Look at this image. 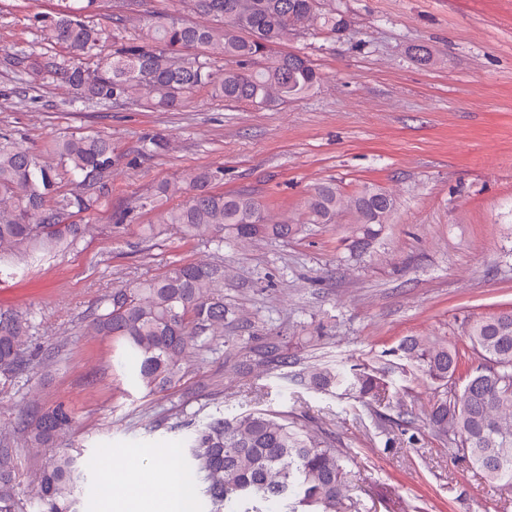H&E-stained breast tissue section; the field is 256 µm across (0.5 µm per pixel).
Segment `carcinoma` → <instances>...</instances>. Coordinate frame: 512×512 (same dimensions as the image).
I'll return each instance as SVG.
<instances>
[{"instance_id": "1", "label": "carcinoma", "mask_w": 512, "mask_h": 512, "mask_svg": "<svg viewBox=\"0 0 512 512\" xmlns=\"http://www.w3.org/2000/svg\"><path fill=\"white\" fill-rule=\"evenodd\" d=\"M209 19L206 24L170 12L144 9V0H115L112 29L87 20L96 0L56 13H35L30 25L46 51L28 48L8 55L9 65L44 84L67 88L74 103H127L171 111L200 90L233 104L271 107L311 92L319 73L308 57L276 50L301 22L332 32L345 17L323 13L320 0H183ZM134 29L136 36L122 32ZM112 42V52L100 47ZM55 47L66 51L52 52ZM160 133L145 135L138 152L165 150ZM53 162L8 134L0 135V277L20 265L74 248L93 232L75 215L99 207L112 185V140L99 133H65L51 140ZM224 169L203 168L158 187L164 197L185 201L158 213L157 222L177 228L184 238L217 250L224 242L246 247L260 238L288 239L312 224H330L336 199L331 184L320 185L305 201L306 223L270 222L247 192L222 194L213 185ZM353 213L347 240L363 250L382 234L393 205L380 189ZM232 269L218 263L176 262L164 274L133 288H114L96 305L86 328L112 338L118 369L148 394L181 383L183 362L224 333L235 315L220 288ZM30 320L0 310V377L26 369L24 339ZM477 365L457 385L462 357L438 336H405L395 353L403 367L432 391L428 428L469 461L493 491L512 493V310L478 317L466 327ZM288 364L277 345L258 351L263 369ZM385 368L324 365L300 377L302 385L324 394L348 395L370 406L385 391ZM75 425L72 410L57 403L22 421L27 448L51 449L34 492L19 498V479L9 445L0 443V512H77L88 480L90 460L78 448H63L60 438ZM187 487H201L211 512L233 501L248 503L241 512H263L260 504L291 501L288 512H352L350 457L336 439L311 430L298 417L255 409L224 415L217 410L189 435Z\"/></svg>"}]
</instances>
